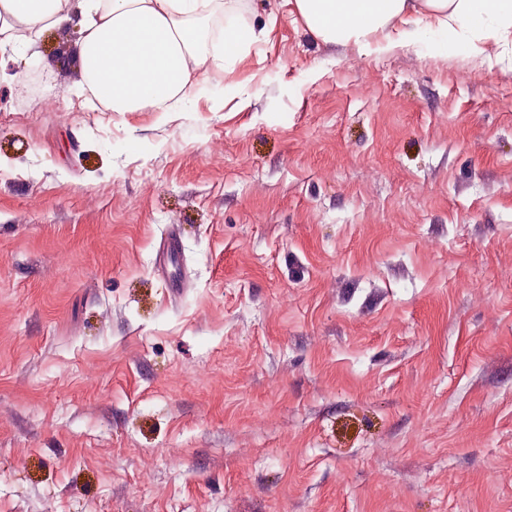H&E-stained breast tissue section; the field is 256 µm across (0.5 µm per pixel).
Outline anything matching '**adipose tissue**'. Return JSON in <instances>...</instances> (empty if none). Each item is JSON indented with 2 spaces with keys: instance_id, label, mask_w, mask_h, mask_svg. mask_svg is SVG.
<instances>
[{
  "instance_id": "adipose-tissue-1",
  "label": "adipose tissue",
  "mask_w": 512,
  "mask_h": 512,
  "mask_svg": "<svg viewBox=\"0 0 512 512\" xmlns=\"http://www.w3.org/2000/svg\"><path fill=\"white\" fill-rule=\"evenodd\" d=\"M240 0H0V53L26 56L47 28L79 26L80 72L114 112H179L207 79L252 43L254 31L214 32ZM311 35L359 54L429 47L512 51V0H294Z\"/></svg>"
}]
</instances>
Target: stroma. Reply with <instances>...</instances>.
I'll return each instance as SVG.
<instances>
[{
    "instance_id": "obj_1",
    "label": "stroma",
    "mask_w": 512,
    "mask_h": 512,
    "mask_svg": "<svg viewBox=\"0 0 512 512\" xmlns=\"http://www.w3.org/2000/svg\"><path fill=\"white\" fill-rule=\"evenodd\" d=\"M235 23L180 112L0 55V512H512V55Z\"/></svg>"
}]
</instances>
